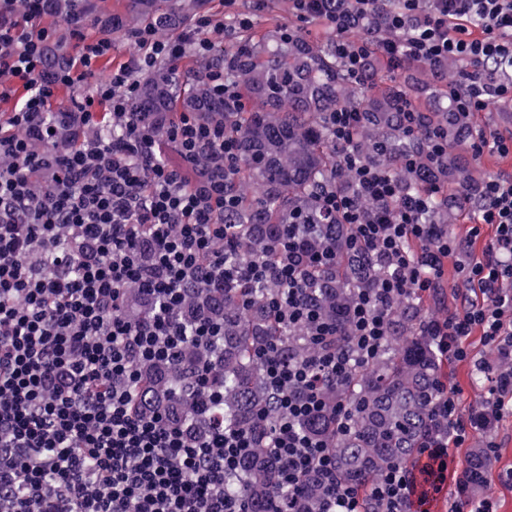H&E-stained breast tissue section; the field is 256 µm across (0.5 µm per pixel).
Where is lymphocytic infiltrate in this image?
Listing matches in <instances>:
<instances>
[{
    "label": "lymphocytic infiltrate",
    "mask_w": 512,
    "mask_h": 512,
    "mask_svg": "<svg viewBox=\"0 0 512 512\" xmlns=\"http://www.w3.org/2000/svg\"><path fill=\"white\" fill-rule=\"evenodd\" d=\"M0 0V512H245L224 494L253 446L244 429H228L211 413L221 393L208 367L193 370L188 390L203 413L207 434L190 443L179 426L135 407L143 362L176 360L186 335L209 344L220 324L186 330L180 320L184 291L256 286L275 281L264 304L279 324L300 328L308 349L282 362L276 346L259 357L280 416L271 442L283 464L282 482L300 494L307 475L324 488L322 512H362L359 488L336 477L324 441L303 421L324 409L322 389L348 379L381 351L389 333L388 305L400 296H422L440 286L446 268L481 300L426 324L440 359L468 362V339L512 359V174L484 179L480 203L465 236L423 221L429 194L403 195L399 181L368 161L353 143L360 112L333 113L332 141L351 176L348 190L332 187L322 207L351 225L355 244L386 274L359 291L349 314L352 348L335 342V326L304 300L302 283L327 260L307 255L319 224H289L275 260L230 264L234 245L223 221L224 180L198 168L210 154L220 163L238 159L223 125L203 124L193 113L174 112L165 129L139 122L132 110L136 77L186 47L209 56L211 31L224 23L201 15L186 36L160 39L154 27L134 32L141 55L113 71L108 82L58 108L59 87L86 82L112 52L111 37L89 38L84 15L71 11L66 26L78 57L48 67L55 30L43 17L55 0ZM303 19L335 36L336 54L355 82L368 58L392 67L410 61L463 64L479 73L471 83L448 86V101L464 119L512 102V0H393L383 37L352 32L382 0H291ZM124 129L121 141L101 138L102 126ZM179 161L171 163L169 152ZM495 234L483 241L482 228ZM482 252H475L477 242ZM138 289L149 308L137 322L126 316L127 293ZM488 376L485 407L464 412L454 392L437 382L433 427L417 453L432 484L444 482L449 447L477 432L495 452L488 432L512 407V366L479 362ZM416 477L406 467L385 470L372 489L378 512H407Z\"/></svg>",
    "instance_id": "f902f5d3"
}]
</instances>
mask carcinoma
I'll use <instances>...</instances> for the list:
<instances>
[{"label": "carcinoma", "mask_w": 512, "mask_h": 512, "mask_svg": "<svg viewBox=\"0 0 512 512\" xmlns=\"http://www.w3.org/2000/svg\"><path fill=\"white\" fill-rule=\"evenodd\" d=\"M199 0H129L127 13L139 24L164 21L171 29L188 28ZM211 63L226 68V75L244 93L246 103L257 99L264 110H237L219 100L204 78L180 82L166 63L138 78L132 111L144 122L159 123L163 114L181 108L202 123H224V135L233 138L239 161L224 168V190L235 198L224 210V223L240 225L236 259L274 257V242L282 224H327L328 233L307 238L309 248L329 247L332 262L308 280L306 298L338 326L336 344L350 347L347 315L358 290L385 274L370 257L350 244V229L328 216L319 200L331 186L349 187L331 142L329 119L333 112L355 109L362 113L357 149L371 162L397 176L403 190L419 193L434 186L432 213L439 217L477 201L479 175L458 171L452 165L435 169L423 181L402 167L407 154L424 151L419 137L407 135L399 106L405 98L427 96L435 103L425 111L427 120L448 130L452 146L473 137V127L457 121L448 106V82L463 69L452 63L430 64L433 82L414 76L412 64L385 77L368 65L363 83H354L336 56L332 42L315 45L297 30L289 40L276 36L259 44L248 25L236 41L217 50ZM278 288L269 282L255 289L249 309L241 308V290L224 289L213 298L198 288L189 290V315L198 320L224 316V337L207 347L188 337L179 359L172 364L144 365L138 392L142 407L172 416L190 425L196 436L208 429L194 397L186 391L191 370L210 366V378L222 393L216 410L228 428L252 427L254 448L237 477L224 480V495L236 498L252 512H267L288 501L280 485L277 455L267 433L279 416L275 398L267 388L256 348L271 342L282 360L298 359L306 349L301 333L280 326L264 307L261 295ZM391 336L382 351L345 383L324 392L325 410L306 427L324 439L336 465L337 478L358 487L367 512H375L369 492L373 482L390 466L414 459L419 444L433 426L430 397L438 376V360L429 338L421 335L422 309L416 297H403L391 308ZM127 313L136 321L146 315L139 293L128 296ZM353 418L350 430L339 429L341 413ZM323 495L316 480L304 482L297 507L300 512H320Z\"/></svg>", "instance_id": "cac0c4a2"}]
</instances>
